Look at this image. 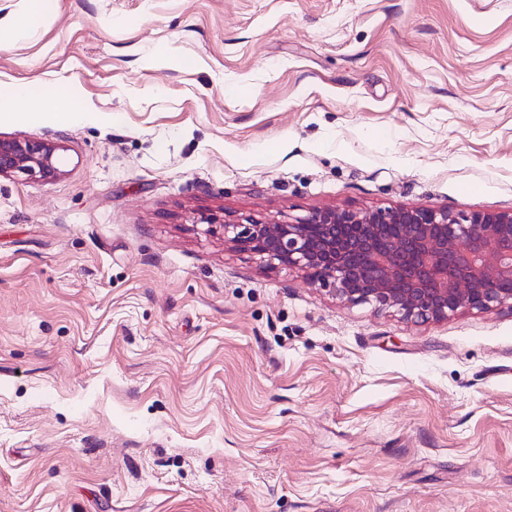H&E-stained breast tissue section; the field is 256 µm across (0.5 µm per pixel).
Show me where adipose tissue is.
Wrapping results in <instances>:
<instances>
[{
	"mask_svg": "<svg viewBox=\"0 0 512 512\" xmlns=\"http://www.w3.org/2000/svg\"><path fill=\"white\" fill-rule=\"evenodd\" d=\"M8 96L23 102L25 110L20 118L24 121L64 124L76 120L81 114L76 91L70 85L47 87L32 81L13 87Z\"/></svg>",
	"mask_w": 512,
	"mask_h": 512,
	"instance_id": "1",
	"label": "adipose tissue"
}]
</instances>
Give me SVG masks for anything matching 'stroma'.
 Segmentation results:
<instances>
[{"instance_id": "1", "label": "stroma", "mask_w": 512, "mask_h": 512, "mask_svg": "<svg viewBox=\"0 0 512 512\" xmlns=\"http://www.w3.org/2000/svg\"><path fill=\"white\" fill-rule=\"evenodd\" d=\"M0 512H512V308L407 324L225 244L512 210V0H55L0 90ZM8 97L24 103V112H13L18 119L30 122L70 123L82 111L76 103V91L70 85L46 87L32 81L13 87ZM59 150V144L0 135V176L23 175L25 179L54 180L62 172L58 166Z\"/></svg>"}]
</instances>
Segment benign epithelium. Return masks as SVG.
Wrapping results in <instances>:
<instances>
[{
  "label": "benign epithelium",
  "instance_id": "benign-epithelium-1",
  "mask_svg": "<svg viewBox=\"0 0 512 512\" xmlns=\"http://www.w3.org/2000/svg\"><path fill=\"white\" fill-rule=\"evenodd\" d=\"M61 146L0 135V176L61 174ZM224 241L270 268L297 269L349 305H371L406 323L509 304L512 212L454 213L397 207L315 209L292 221L226 222Z\"/></svg>",
  "mask_w": 512,
  "mask_h": 512
}]
</instances>
